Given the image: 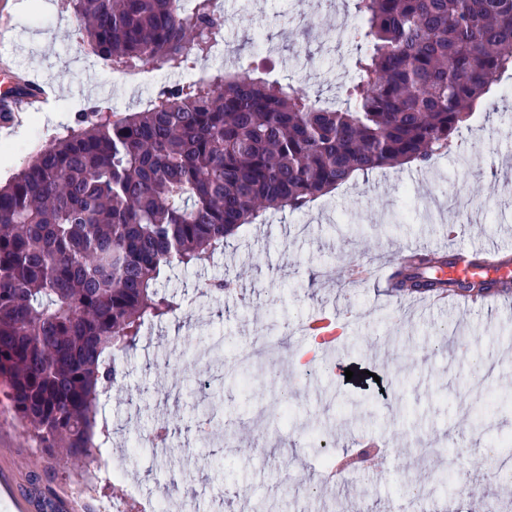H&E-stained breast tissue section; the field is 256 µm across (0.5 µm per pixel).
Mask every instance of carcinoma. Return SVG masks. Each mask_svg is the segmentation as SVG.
<instances>
[{"mask_svg":"<svg viewBox=\"0 0 512 512\" xmlns=\"http://www.w3.org/2000/svg\"><path fill=\"white\" fill-rule=\"evenodd\" d=\"M83 42L115 69H179L208 56L213 0H70ZM346 107L292 82L226 69L140 112L94 106L0 186V383L39 446L92 463L99 396L144 325L181 308L157 283L198 269L269 210L300 211L351 177L450 148L512 69V0H356ZM390 292L512 293L502 279L423 276Z\"/></svg>","mask_w":512,"mask_h":512,"instance_id":"cac0c4a2","label":"carcinoma"}]
</instances>
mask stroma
<instances>
[{
  "instance_id": "obj_1",
  "label": "stroma",
  "mask_w": 512,
  "mask_h": 512,
  "mask_svg": "<svg viewBox=\"0 0 512 512\" xmlns=\"http://www.w3.org/2000/svg\"><path fill=\"white\" fill-rule=\"evenodd\" d=\"M229 56L209 54L194 65L206 77L229 66L290 79L322 104H342L351 74L353 0H223ZM310 11L317 28L298 18ZM82 29L68 0H0V60L15 72L52 86L49 109L27 113L20 129L0 136V184L37 151L65 134L95 104L120 113L144 109L163 85H184V70L164 71L163 82L132 84L111 63L81 48ZM457 136L458 146L431 168L406 164L376 170L320 197L301 211H272L263 223L229 237L205 268L174 267L158 282L177 296L181 311L146 324L136 350L119 360L122 378L104 396L111 437L103 451L126 457L142 498L169 492L196 512H334L337 500L358 512H391L406 503L407 481L432 486L431 512H457L462 484L485 500L512 501L485 463L490 438L512 437V410L488 409L485 390L512 393V296L491 308L451 311L420 307L386 294L383 284L350 285L345 268L390 267L406 247L445 253L494 244L512 251V74H504ZM465 192L464 229L448 235V219L421 205L430 193ZM230 278L236 292L212 295L207 283ZM335 306L343 337L338 361L376 374L367 387L329 374L304 380L287 364L263 360L249 384L231 366L269 325L288 332L289 361L306 347V322ZM469 337V350H433L444 326ZM387 398H380L379 388ZM288 389L298 420L283 429L273 411ZM215 410L218 426L235 438L207 444L200 414ZM172 426L170 446L144 447L140 437L157 423ZM374 439L387 450L380 477L336 478L331 495L307 499L328 456ZM63 512H97L98 502L124 496L120 482L94 479L93 468L50 459L0 401V512L28 497L32 477ZM93 480V493L76 483ZM290 492H283L284 482Z\"/></svg>"
}]
</instances>
